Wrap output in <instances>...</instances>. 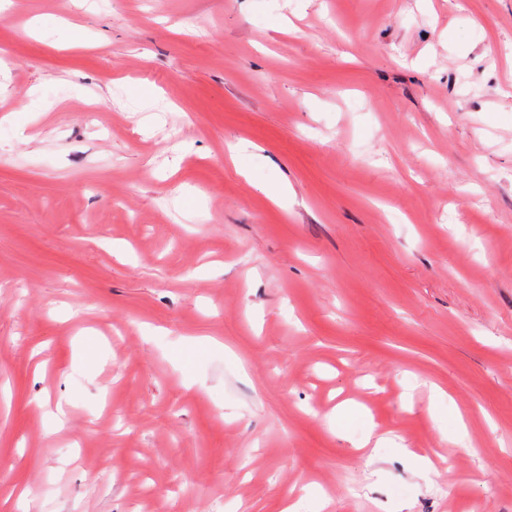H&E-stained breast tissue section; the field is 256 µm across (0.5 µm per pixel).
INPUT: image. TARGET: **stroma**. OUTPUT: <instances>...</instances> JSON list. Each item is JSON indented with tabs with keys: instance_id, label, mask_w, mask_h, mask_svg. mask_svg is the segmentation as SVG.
Masks as SVG:
<instances>
[{
	"instance_id": "obj_1",
	"label": "stroma",
	"mask_w": 512,
	"mask_h": 512,
	"mask_svg": "<svg viewBox=\"0 0 512 512\" xmlns=\"http://www.w3.org/2000/svg\"><path fill=\"white\" fill-rule=\"evenodd\" d=\"M0 60V512H512V0H11Z\"/></svg>"
}]
</instances>
